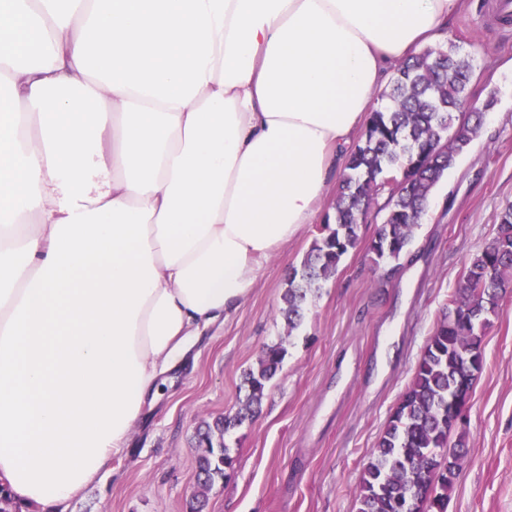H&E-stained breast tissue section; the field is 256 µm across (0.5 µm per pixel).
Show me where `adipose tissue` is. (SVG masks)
<instances>
[{"label": "adipose tissue", "mask_w": 512, "mask_h": 512, "mask_svg": "<svg viewBox=\"0 0 512 512\" xmlns=\"http://www.w3.org/2000/svg\"><path fill=\"white\" fill-rule=\"evenodd\" d=\"M459 0H0V491L57 512L313 223Z\"/></svg>", "instance_id": "1"}]
</instances>
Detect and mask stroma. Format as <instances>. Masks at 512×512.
Returning <instances> with one entry per match:
<instances>
[{
  "mask_svg": "<svg viewBox=\"0 0 512 512\" xmlns=\"http://www.w3.org/2000/svg\"><path fill=\"white\" fill-rule=\"evenodd\" d=\"M497 0H462L447 38L474 56L472 95L496 93L470 146L438 185L409 252L376 264L367 245L383 222L371 212L360 245L310 301L298 330L281 313L287 279L331 211L328 188L314 224L256 274L247 301L204 331L136 423L127 453L63 512H186L196 490L201 420L235 412L245 372L263 348L288 354L252 423L228 435L229 479L209 512H356L362 467L464 266L512 204V26L491 23ZM463 459L447 512H512V290L484 338Z\"/></svg>",
  "mask_w": 512,
  "mask_h": 512,
  "instance_id": "35a3bbf8",
  "label": "stroma"
}]
</instances>
